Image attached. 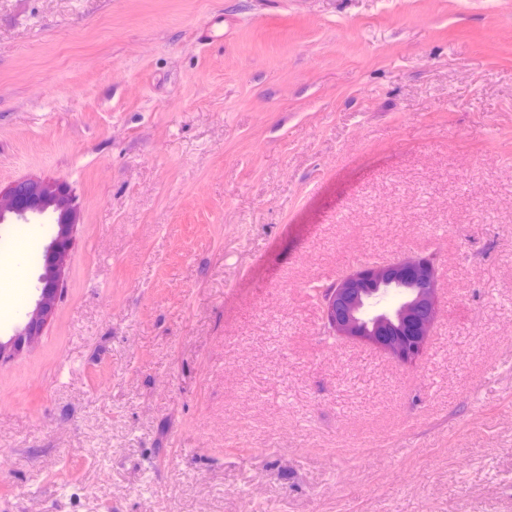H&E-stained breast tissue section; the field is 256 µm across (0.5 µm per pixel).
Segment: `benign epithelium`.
I'll return each mask as SVG.
<instances>
[{
    "label": "benign epithelium",
    "mask_w": 512,
    "mask_h": 512,
    "mask_svg": "<svg viewBox=\"0 0 512 512\" xmlns=\"http://www.w3.org/2000/svg\"><path fill=\"white\" fill-rule=\"evenodd\" d=\"M50 209L57 218L42 252L38 299L24 323L7 341H0V358L34 345L51 320L78 221L72 195L63 183L29 178L0 190L1 224L12 215L24 219ZM438 291V274L430 257L364 265L319 290L323 324L330 336L365 342L412 363L437 320Z\"/></svg>",
    "instance_id": "benign-epithelium-1"
}]
</instances>
